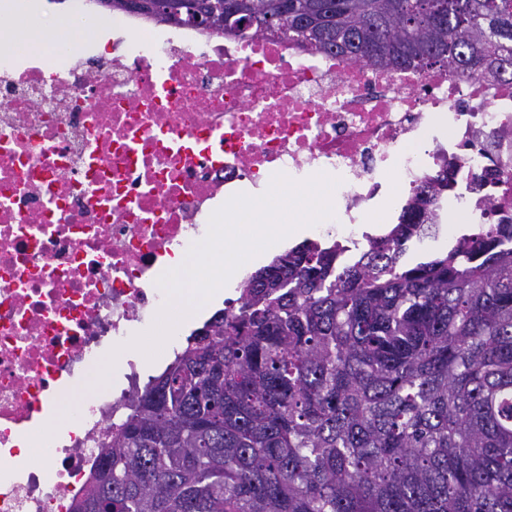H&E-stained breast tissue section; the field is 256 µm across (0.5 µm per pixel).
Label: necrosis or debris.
<instances>
[{
    "instance_id": "1",
    "label": "necrosis or debris",
    "mask_w": 512,
    "mask_h": 512,
    "mask_svg": "<svg viewBox=\"0 0 512 512\" xmlns=\"http://www.w3.org/2000/svg\"><path fill=\"white\" fill-rule=\"evenodd\" d=\"M10 24L0 14V512H72L141 375L127 357L125 387L84 384L156 318L167 259L239 186L338 178L333 216L310 231L352 244L377 200L400 207L446 164L455 211L512 213V81L455 84L134 13L111 50L81 30L32 64ZM66 409L72 427L55 429ZM35 432L38 462L19 454Z\"/></svg>"
}]
</instances>
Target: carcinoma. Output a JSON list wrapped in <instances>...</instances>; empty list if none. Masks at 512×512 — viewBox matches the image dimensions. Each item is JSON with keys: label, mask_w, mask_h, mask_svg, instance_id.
<instances>
[{"label": "carcinoma", "mask_w": 512, "mask_h": 512, "mask_svg": "<svg viewBox=\"0 0 512 512\" xmlns=\"http://www.w3.org/2000/svg\"><path fill=\"white\" fill-rule=\"evenodd\" d=\"M99 0L225 36L293 40L367 67L512 80V0ZM248 26L224 29V6ZM457 180L415 187L398 223L305 242L241 285L113 429L73 512H512V217L446 253ZM450 221L455 224L454 226L456 227V231L451 237L446 238L442 233L437 240L425 239L422 243L411 248L406 256V261L411 262L414 259L430 253L447 251L448 246L452 244L457 237L472 228V224H469V221L462 218L460 215H452Z\"/></svg>", "instance_id": "cac0c4a2"}]
</instances>
